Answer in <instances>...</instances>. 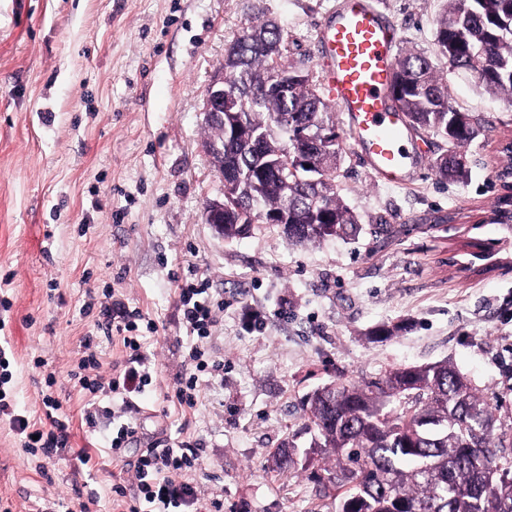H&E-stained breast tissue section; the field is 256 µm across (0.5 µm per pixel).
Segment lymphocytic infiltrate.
<instances>
[{
    "label": "lymphocytic infiltrate",
    "instance_id": "lymphocytic-infiltrate-1",
    "mask_svg": "<svg viewBox=\"0 0 512 512\" xmlns=\"http://www.w3.org/2000/svg\"><path fill=\"white\" fill-rule=\"evenodd\" d=\"M176 294L177 308L190 343L188 361L177 377L172 401L180 408L192 409L198 404L199 375L209 369L206 341L214 325L217 303L207 280L198 277L184 279ZM101 315L106 334L122 350L124 358L108 371L96 353L81 358L76 379L85 396L84 411L89 420L96 415L100 394L112 395L125 408L130 394L145 391L157 375L153 358L143 349L144 335L156 332V322L117 295L103 306ZM8 365L7 351L1 348L0 413L7 415L22 447L30 453L39 452L44 458H52L69 444V421L61 412V404L52 393H43L41 401L50 427L36 429L26 415L12 410L7 401L6 386L12 379ZM201 468L200 457L190 439L178 441L169 448L148 449L129 477H117L113 483V512H224L223 497L201 495L196 481Z\"/></svg>",
    "mask_w": 512,
    "mask_h": 512
}]
</instances>
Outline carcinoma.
Returning a JSON list of instances; mask_svg holds the SVG:
<instances>
[{
	"mask_svg": "<svg viewBox=\"0 0 512 512\" xmlns=\"http://www.w3.org/2000/svg\"><path fill=\"white\" fill-rule=\"evenodd\" d=\"M289 35L272 20L251 24L227 45L225 84L236 103L224 128L260 144L224 140V239L247 233L243 213L288 217V241L351 239L361 227L331 173L341 145H311L306 136L334 131L330 107L310 81L288 83L274 55ZM435 44L450 70H470L485 93L512 99V0H446ZM392 99L409 127L448 140L434 162L441 179L459 180L458 149L485 131L482 120L457 118L430 57L406 50L396 61ZM305 150L311 165L296 178L287 153ZM314 444L324 449L328 480L340 493L336 512H512V431L495 432L488 398L446 360L391 369L358 383H334L308 401Z\"/></svg>",
	"mask_w": 512,
	"mask_h": 512,
	"instance_id": "1",
	"label": "carcinoma"
}]
</instances>
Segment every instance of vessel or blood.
<instances>
[{"label": "vessel or blood", "mask_w": 512, "mask_h": 512, "mask_svg": "<svg viewBox=\"0 0 512 512\" xmlns=\"http://www.w3.org/2000/svg\"><path fill=\"white\" fill-rule=\"evenodd\" d=\"M318 38L324 87L342 112L354 147L386 181L410 183L419 155L391 98L396 28L372 0H341Z\"/></svg>", "instance_id": "b4317fda"}]
</instances>
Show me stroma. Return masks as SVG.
Here are the masks:
<instances>
[{"mask_svg": "<svg viewBox=\"0 0 512 512\" xmlns=\"http://www.w3.org/2000/svg\"><path fill=\"white\" fill-rule=\"evenodd\" d=\"M339 0H0V320L10 347V401L44 422L41 389L69 417L72 451L47 473L0 418V512H71L96 496L112 512L122 462L190 434L203 461L204 495L224 512H335L314 480L309 396L326 384L450 361L484 389L496 424L512 428V228L483 223L512 164V103L475 90L461 73L442 76L453 104L489 122L466 145L469 173L439 181L432 162L446 142L414 133L424 163L408 186L370 171L342 136L336 182L362 226L353 239L291 245L279 227L254 225L224 240L206 224L222 181L203 148L205 88L227 43L250 22L272 18L289 33L285 63L323 90L320 22ZM398 30L399 49L435 56L442 0H374ZM487 246L485 272L464 271L466 244ZM208 279L217 325L207 347L222 371L200 377L195 412L168 397L187 338L176 280ZM154 319L146 338L155 383L125 411L137 442L122 461L95 447L83 398L70 378L91 340L105 367L120 361L97 327L112 292ZM260 323L245 326L244 311ZM390 329L372 341L370 330ZM306 463L277 474L268 453L283 446ZM90 448L82 463L76 449Z\"/></svg>", "mask_w": 512, "mask_h": 512, "instance_id": "35a3bbf8", "label": "stroma"}]
</instances>
